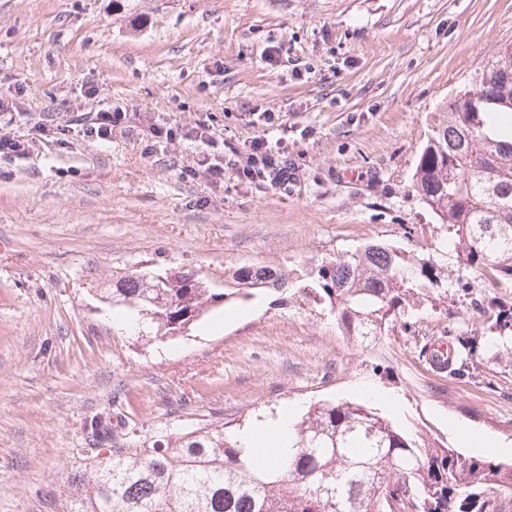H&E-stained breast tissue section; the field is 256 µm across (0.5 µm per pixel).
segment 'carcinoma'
Masks as SVG:
<instances>
[{
    "mask_svg": "<svg viewBox=\"0 0 512 512\" xmlns=\"http://www.w3.org/2000/svg\"><path fill=\"white\" fill-rule=\"evenodd\" d=\"M463 114L443 111L413 175L445 237L428 255L371 243L323 257L296 277L293 296L333 315L342 333L366 340L413 307L448 298V252L459 266L512 287V133L495 116L512 114V96L480 83ZM466 139L457 151L459 122ZM290 273L250 265L213 278L190 269L144 267L120 276L102 298L168 336L192 316L233 300L288 289ZM487 335L449 340L447 368L479 376L481 353L512 349V305H499ZM274 413L208 424L137 448L112 434V418L90 422L89 468L67 476L68 512H504L512 463L467 455L361 402L321 400L295 421L288 460L268 464L236 436ZM111 444L110 455L98 448Z\"/></svg>",
    "mask_w": 512,
    "mask_h": 512,
    "instance_id": "cac0c4a2",
    "label": "carcinoma"
}]
</instances>
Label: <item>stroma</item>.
Segmentation results:
<instances>
[{
    "label": "stroma",
    "instance_id": "stroma-1",
    "mask_svg": "<svg viewBox=\"0 0 512 512\" xmlns=\"http://www.w3.org/2000/svg\"><path fill=\"white\" fill-rule=\"evenodd\" d=\"M510 41L512 0H0L14 134L102 103L132 114L111 142L73 129L65 146L0 160V512H66L63 482L103 414L150 444L272 407L363 402L374 387L399 398L401 427L445 446L473 451L452 418L511 444L512 355L484 356L468 381L422 351L512 303V287L456 261L447 301L363 345L286 294L221 305L174 337L117 330L120 310L101 298L148 260L219 275L298 272L373 241L433 250L443 231L414 185L421 149L448 97ZM255 107L279 124L253 123ZM157 120L207 122L236 147L285 138L298 181L189 178L198 146L148 151Z\"/></svg>",
    "mask_w": 512,
    "mask_h": 512
}]
</instances>
